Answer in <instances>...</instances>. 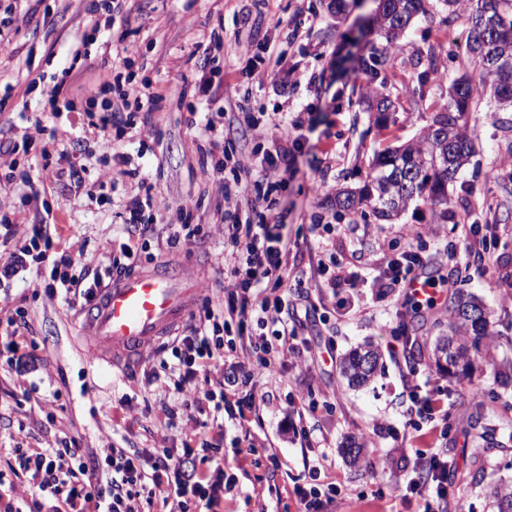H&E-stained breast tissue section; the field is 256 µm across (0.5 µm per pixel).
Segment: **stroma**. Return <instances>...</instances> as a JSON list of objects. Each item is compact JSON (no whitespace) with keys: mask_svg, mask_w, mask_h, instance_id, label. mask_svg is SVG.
Returning a JSON list of instances; mask_svg holds the SVG:
<instances>
[{"mask_svg":"<svg viewBox=\"0 0 512 512\" xmlns=\"http://www.w3.org/2000/svg\"><path fill=\"white\" fill-rule=\"evenodd\" d=\"M376 0H128L129 22L97 23L84 0H25L17 10L10 41L0 45V85H10L12 111L0 112V131L21 138L35 122L47 126L36 150L52 154L49 168L33 166L37 189L29 194L6 185L0 202L22 203L20 227L52 219L59 248L82 244L85 264L103 269L120 255L128 241L117 214L137 184L100 164L93 136L81 112L52 116L43 103L57 82L68 89L102 81L123 46L139 48L153 85L179 90L191 85L196 68L191 61L197 41L211 30L223 32L224 103L233 105L249 95L254 107L299 112L311 110L312 121L301 130L304 148L288 182L279 210L296 247L288 255V270L302 281L301 293L288 300V325L309 351L301 360L277 363L273 371L242 386L225 382L227 394L259 403L246 419L224 422V471L235 486L224 495V512H298L295 485L306 474V463L323 461L320 480L340 493L328 512H425V500L403 495L398 486L410 474L416 455L441 451L456 468L448 486L456 512H497L486 494L487 483L512 480V196L504 192L501 175L512 169V112L497 110L488 93H479L474 112L465 117L478 130L469 165L448 183V203L454 217L438 218L440 205L420 201L398 219L382 221L370 214L337 213L331 202L337 190L362 186L374 156L388 147L419 139L437 113L448 105L453 81L473 74L469 52L468 5L448 14L440 0H428L426 14L417 16L392 53L380 35L367 29ZM52 25H44L43 14ZM99 26L93 44H81L78 31ZM266 42L283 51L288 70L316 74V88L306 83L281 86L253 79L248 88L235 86L231 74L240 67L241 47ZM86 61L73 65L74 54ZM382 60L370 74L363 59ZM397 100V110L383 124L370 109L374 91ZM186 112L155 116L154 127L121 145L135 153L140 141H157L156 157L144 158L157 195L170 202L197 198L212 182L198 160V132L186 122ZM84 140L85 170L81 189L71 187L67 173L75 159L71 144ZM323 184L314 193L313 183ZM320 213L327 230L310 229V217ZM195 221L202 238L168 243L166 226H157L141 262L143 269L170 261L206 281V294L222 302L230 280L224 273V236L217 227L215 200H207ZM466 224H494L498 238L488 262L458 254ZM427 254L426 275L439 289L437 305L414 313L410 294L394 288L379 295L372 286L379 257L396 258L406 250ZM337 263L358 273L355 294L325 288L319 263ZM462 289L484 304L497 341L496 368L466 377L449 376L434 362L413 358L394 340L404 329L419 337L423 352L448 326V293ZM79 306L50 296L23 273L0 288V335L6 321L24 313L29 330L21 337L30 369L17 375L0 360V456L12 448H44L60 437L83 448H122L146 454L162 448L180 452L186 432L196 429L212 437L211 412L179 405L166 397L151 373H162V358L149 352L135 370L124 372L108 362L85 361L80 339ZM378 348L382 367L362 388L348 387L338 361L364 343ZM333 349L336 359L322 361L321 351ZM415 370L421 386L445 400L450 428L434 419L419 420L418 430L405 431L407 420L404 377ZM316 402L315 414L297 415L290 399ZM482 402L487 421L497 424L496 442L487 450L484 482L472 480L471 449L478 437L471 424L474 402ZM364 446L365 465L352 464L341 453L347 439Z\"/></svg>","mask_w":512,"mask_h":512,"instance_id":"obj_1","label":"stroma"}]
</instances>
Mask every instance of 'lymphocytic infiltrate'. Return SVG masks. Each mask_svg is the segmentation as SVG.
<instances>
[{
	"label": "lymphocytic infiltrate",
	"mask_w": 512,
	"mask_h": 512,
	"mask_svg": "<svg viewBox=\"0 0 512 512\" xmlns=\"http://www.w3.org/2000/svg\"><path fill=\"white\" fill-rule=\"evenodd\" d=\"M132 61L122 57L112 64L109 80L85 86L81 100L86 104V125L96 141L99 159L119 175L136 181L139 192L130 198L121 215L132 243L123 245L122 257L113 261L106 274H90L82 253H69L60 261L49 260L53 241L43 224L32 225L28 246L0 256V285L8 284L27 271L48 268L46 289L50 295L90 303L105 276H121L138 268L141 249L135 236H147L154 225L166 224L174 237L195 239L200 233L194 222L199 200L170 203L153 195L141 168L132 166L130 154L120 151L116 135L136 128L140 117L170 111L176 94L152 92V83L134 82L128 72ZM116 101H107L108 92ZM194 101L188 104L190 124L199 131L204 156L218 155L217 166L224 177L221 192L224 207V265L231 287L224 292L222 307L203 299L197 322L187 333L173 338L169 373L175 394L196 409L211 405L214 414L244 418L256 407L223 395L224 336L234 332L244 337L248 361L239 365L242 378L271 370L275 358L270 339L282 341L285 353L297 355L296 335L289 330L283 312L288 304V254L291 245L280 231L276 211L278 199L288 186V175L303 143L295 134L299 120L284 112H253L248 98H241L233 110L218 106L216 92L208 77L193 86ZM271 138L273 152L260 161L248 159V145ZM426 258L410 250L381 265L372 284L379 292L400 287L409 276L425 268ZM272 328V336L250 334L247 325ZM212 444L196 433L187 434L181 453L162 450L150 455L122 448L101 449L98 456L85 455L70 442L49 448H16L0 464V488H6L0 512H141L142 502L161 499L175 503L179 512H218L224 502V459L213 455ZM209 454L210 466L199 471L196 450ZM409 493L436 503V512H448V459L435 453L419 457L405 482Z\"/></svg>",
	"instance_id": "1"
}]
</instances>
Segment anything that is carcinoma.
<instances>
[{
  "instance_id": "cac0c4a2",
  "label": "carcinoma",
  "mask_w": 512,
  "mask_h": 512,
  "mask_svg": "<svg viewBox=\"0 0 512 512\" xmlns=\"http://www.w3.org/2000/svg\"><path fill=\"white\" fill-rule=\"evenodd\" d=\"M470 5L472 53L477 84L463 76L452 86L448 109L437 114L426 133L415 143L386 148L374 158L363 187L336 192L339 212L365 211L390 220L409 205L426 198L443 205L439 218H453L448 209V180L469 161L474 145V129L462 118L471 111L475 91L487 88L502 110H512V0H468ZM426 12L425 0H379L375 23L387 46L398 47L400 36L412 20ZM484 305L472 294L457 290L448 297V334L437 338L432 359L471 372L478 360L490 361ZM363 363L366 350H354L340 362V373L352 386H361L374 377L380 362ZM499 512H512V482L499 481L491 488Z\"/></svg>"
}]
</instances>
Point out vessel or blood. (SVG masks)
I'll list each match as a JSON object with an SVG mask.
<instances>
[{"instance_id": "vessel-or-blood-1", "label": "vessel or blood", "mask_w": 512, "mask_h": 512, "mask_svg": "<svg viewBox=\"0 0 512 512\" xmlns=\"http://www.w3.org/2000/svg\"><path fill=\"white\" fill-rule=\"evenodd\" d=\"M204 292L202 281L171 264L103 288L82 312V334L91 343L87 361L137 365L148 347L185 319Z\"/></svg>"}]
</instances>
